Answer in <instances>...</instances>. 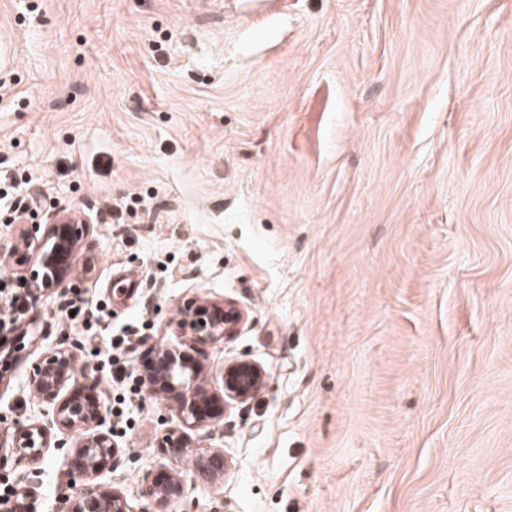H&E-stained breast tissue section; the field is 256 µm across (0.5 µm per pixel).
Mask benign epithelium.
Wrapping results in <instances>:
<instances>
[{"mask_svg": "<svg viewBox=\"0 0 512 512\" xmlns=\"http://www.w3.org/2000/svg\"><path fill=\"white\" fill-rule=\"evenodd\" d=\"M42 224L41 229L24 232L7 254L9 259L20 255L28 260L23 285L33 297L70 282L90 233L84 218L60 208L46 211ZM247 322V311L234 299L189 297L167 324L175 340L148 347L146 362L136 368L146 392L167 401L176 418L157 437L156 448L173 459L192 453L197 471L212 481L223 479L230 469L224 448L197 446L193 436L200 431L209 438L224 434V416L261 391L266 373L252 360H231L224 365L223 387L212 388L202 354L205 346L240 335ZM76 367L75 355L66 348L32 364L29 388L36 399L51 405V412L42 420L16 425L11 453L34 467L57 443L56 436L74 434L77 443L67 461L66 484L76 488V494L62 501L60 512H134L118 487L101 481L105 472L116 469L123 449L104 429L106 416L99 397L77 384ZM183 495L179 476L165 471L141 491L153 507L151 512H169Z\"/></svg>", "mask_w": 512, "mask_h": 512, "instance_id": "obj_1", "label": "benign epithelium"}]
</instances>
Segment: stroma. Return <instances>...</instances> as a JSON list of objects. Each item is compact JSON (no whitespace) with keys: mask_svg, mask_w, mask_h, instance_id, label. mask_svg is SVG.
Here are the masks:
<instances>
[{"mask_svg":"<svg viewBox=\"0 0 512 512\" xmlns=\"http://www.w3.org/2000/svg\"><path fill=\"white\" fill-rule=\"evenodd\" d=\"M0 173L93 226L72 287L98 334L30 303L0 430L38 416L30 363L136 316L116 471L135 512L180 473L196 512H512V0H0ZM130 274L135 290L119 289ZM235 298L266 387L224 420L223 481L155 440L134 367L185 298ZM69 448L0 472L59 512Z\"/></svg>","mask_w":512,"mask_h":512,"instance_id":"obj_1","label":"stroma"}]
</instances>
